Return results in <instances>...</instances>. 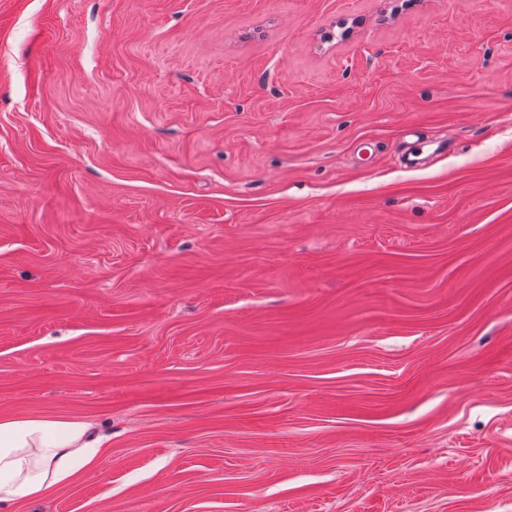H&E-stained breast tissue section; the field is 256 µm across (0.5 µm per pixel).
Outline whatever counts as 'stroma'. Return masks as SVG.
Returning <instances> with one entry per match:
<instances>
[{
  "label": "stroma",
  "instance_id": "35a3bbf8",
  "mask_svg": "<svg viewBox=\"0 0 512 512\" xmlns=\"http://www.w3.org/2000/svg\"><path fill=\"white\" fill-rule=\"evenodd\" d=\"M15 415L0 512H512V0H0ZM91 428L58 416L0 417V503L38 501L91 466L102 450Z\"/></svg>",
  "mask_w": 512,
  "mask_h": 512
}]
</instances>
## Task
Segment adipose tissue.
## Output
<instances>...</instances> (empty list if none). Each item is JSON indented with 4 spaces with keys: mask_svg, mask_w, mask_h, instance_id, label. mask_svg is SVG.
Returning a JSON list of instances; mask_svg holds the SVG:
<instances>
[{
    "mask_svg": "<svg viewBox=\"0 0 512 512\" xmlns=\"http://www.w3.org/2000/svg\"><path fill=\"white\" fill-rule=\"evenodd\" d=\"M100 451L88 422L46 415L0 417V503L44 498L91 466Z\"/></svg>",
    "mask_w": 512,
    "mask_h": 512,
    "instance_id": "1",
    "label": "adipose tissue"
}]
</instances>
